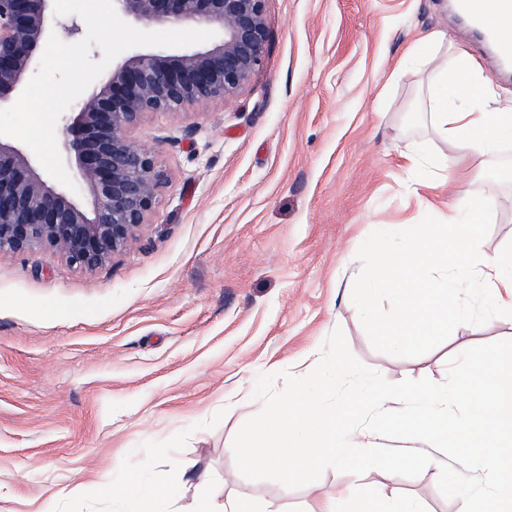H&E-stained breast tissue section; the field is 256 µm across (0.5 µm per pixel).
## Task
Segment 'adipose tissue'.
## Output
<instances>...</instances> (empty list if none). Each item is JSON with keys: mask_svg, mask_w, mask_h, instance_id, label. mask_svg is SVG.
Here are the masks:
<instances>
[{"mask_svg": "<svg viewBox=\"0 0 512 512\" xmlns=\"http://www.w3.org/2000/svg\"><path fill=\"white\" fill-rule=\"evenodd\" d=\"M438 75L440 87L423 109L431 113L436 134L457 150L455 157H441L436 168L457 179L463 175L459 155L489 154L501 142L512 141V110L498 106L466 56H458L452 67H441Z\"/></svg>", "mask_w": 512, "mask_h": 512, "instance_id": "obj_1", "label": "adipose tissue"}]
</instances>
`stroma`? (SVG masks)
<instances>
[{
    "mask_svg": "<svg viewBox=\"0 0 512 512\" xmlns=\"http://www.w3.org/2000/svg\"><path fill=\"white\" fill-rule=\"evenodd\" d=\"M266 15L265 65L238 98L153 113L138 130L169 184L135 244L91 272L51 250L0 252V512L48 500L123 512L131 466L154 492L181 478L172 512H195L203 477L218 505L316 512L319 494L349 486L362 505L380 491L457 512L435 467L414 478L329 469L289 489L244 478L232 440L262 408L257 375H306L335 329L391 383H444L448 358L512 340V318L498 317L456 327L423 356L388 355L351 299L357 246L376 225L442 218L492 184L482 249L512 241V142L468 158L471 176L434 193L412 189L424 174L406 160L455 151L420 109L436 63L466 52L507 108L512 79L441 0H267ZM438 31L446 43H426ZM94 477L114 494L84 496Z\"/></svg>",
    "mask_w": 512,
    "mask_h": 512,
    "instance_id": "1",
    "label": "stroma"
}]
</instances>
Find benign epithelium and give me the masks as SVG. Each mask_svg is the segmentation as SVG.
<instances>
[{
	"mask_svg": "<svg viewBox=\"0 0 512 512\" xmlns=\"http://www.w3.org/2000/svg\"><path fill=\"white\" fill-rule=\"evenodd\" d=\"M53 0H0V106L20 92L50 33L81 34ZM137 23L204 22L216 33L202 50L131 51L58 121L59 151L75 192L58 189L0 137V251L50 249L93 271L131 247L149 223L168 175L136 136L145 117L179 115L236 99L263 68L266 0H114Z\"/></svg>",
	"mask_w": 512,
	"mask_h": 512,
	"instance_id": "benign-epithelium-1",
	"label": "benign epithelium"
}]
</instances>
